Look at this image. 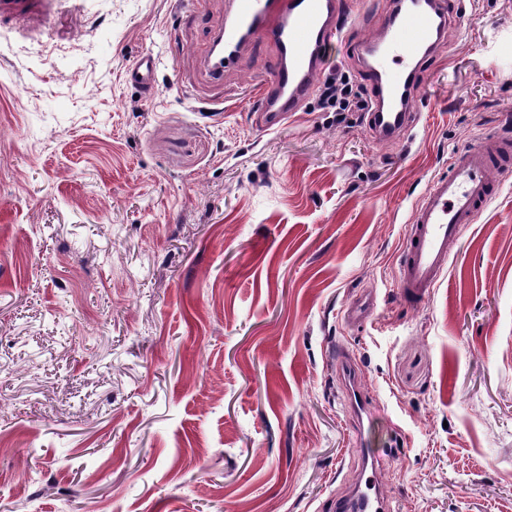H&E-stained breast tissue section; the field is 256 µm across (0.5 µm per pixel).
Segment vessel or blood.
<instances>
[{
  "label": "vessel or blood",
  "instance_id": "obj_1",
  "mask_svg": "<svg viewBox=\"0 0 512 512\" xmlns=\"http://www.w3.org/2000/svg\"><path fill=\"white\" fill-rule=\"evenodd\" d=\"M452 13L447 0H406L387 13L381 27L355 49L372 90L368 127L375 139H400L417 120L414 86L424 62L438 49ZM355 13L350 0H229L224 21L207 52L206 73L222 82L241 50L256 40L271 43L277 63L260 82L258 121L263 130L282 128L317 90L326 46L335 44ZM159 59L147 52L126 73L144 91L154 88ZM512 177V137L492 134L451 156L447 176L434 180L415 204L403 237L398 288L405 300L423 302L448 266V243L474 224ZM375 304L362 292L347 311L350 323L366 322ZM345 392V409L356 429L372 411L356 362L329 352ZM384 460L362 456L351 491L326 499L318 512H390L381 492Z\"/></svg>",
  "mask_w": 512,
  "mask_h": 512
}]
</instances>
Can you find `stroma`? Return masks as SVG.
Masks as SVG:
<instances>
[{
  "label": "stroma",
  "mask_w": 512,
  "mask_h": 512,
  "mask_svg": "<svg viewBox=\"0 0 512 512\" xmlns=\"http://www.w3.org/2000/svg\"><path fill=\"white\" fill-rule=\"evenodd\" d=\"M461 2L381 143L315 96L260 129L263 42L203 82L227 0H0V512H316L363 450L394 512H512V179L422 305L396 288L427 185L512 132V0ZM390 3L325 73L362 80ZM332 345L372 399L360 448ZM159 58L151 52L142 54L127 70V80L146 92L154 88L155 74L159 66ZM375 304V296L368 291L362 292L347 310V317L352 324L366 322Z\"/></svg>",
  "instance_id": "35a3bbf8"
}]
</instances>
